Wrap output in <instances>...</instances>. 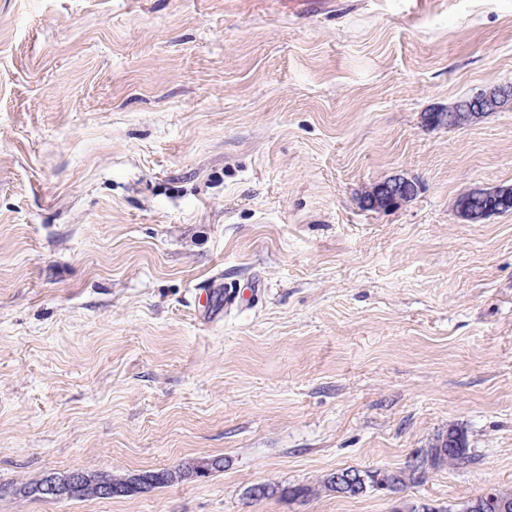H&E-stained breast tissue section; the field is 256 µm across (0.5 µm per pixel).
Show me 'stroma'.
Listing matches in <instances>:
<instances>
[{"label":"stroma","instance_id":"obj_1","mask_svg":"<svg viewBox=\"0 0 512 512\" xmlns=\"http://www.w3.org/2000/svg\"><path fill=\"white\" fill-rule=\"evenodd\" d=\"M512 0H0V512H406L512 491ZM414 180L389 210L359 200ZM237 299L210 312L206 287ZM471 461L389 494L251 499ZM130 497L45 501L54 473ZM419 185L401 175L392 176L373 185L367 192L371 195L374 206L381 204L379 210L400 206L409 198L417 195ZM457 433L461 439L460 448H447V443H443V435L437 436L435 443L430 448H426L420 456L429 455L432 458L431 466L423 473L429 471H440L448 466H460L470 461L468 439L464 432L460 430H450ZM418 456V457H420ZM416 457L414 460H416ZM389 479L392 483L400 487L406 486L407 483L419 482L422 475H419V469L412 464L404 470H388ZM88 475L90 477L98 479V481L100 482V491L102 493H106L104 485H102V484H106V485H109L112 487V491H113V489H115V491L119 492V494H115L110 497H100V496H97L96 492H94L93 490H75L73 492V494L70 495L68 498L82 499L85 497H96V498H103V499H111L114 497L131 496L135 493L140 492L141 490H144V489H141V487L139 489V487H137V486L130 485L129 481L132 479H129V480L115 479L112 477V474H110V473L100 472V473L88 474ZM268 486L271 488L269 492L266 494H260L258 495V491H256V487L254 486L251 489V496L255 498L256 500L261 499H271V498H285L288 497V499L296 500L300 498H307L312 496L316 493L315 488H312L308 485H294V486H288L283 487L279 484H271L269 483Z\"/></svg>","mask_w":512,"mask_h":512}]
</instances>
